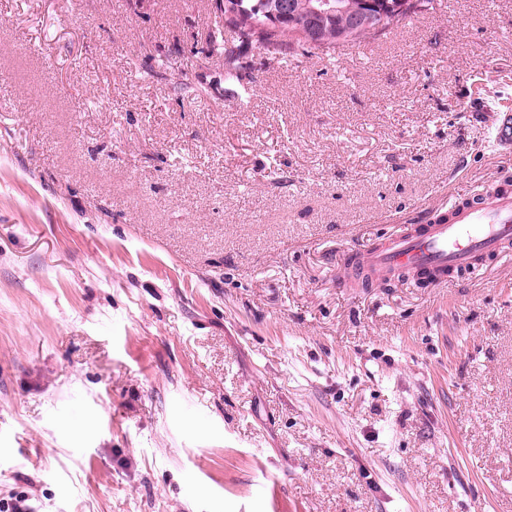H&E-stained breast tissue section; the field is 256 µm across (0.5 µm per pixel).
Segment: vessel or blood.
Segmentation results:
<instances>
[{
    "label": "vessel or blood",
    "mask_w": 512,
    "mask_h": 512,
    "mask_svg": "<svg viewBox=\"0 0 512 512\" xmlns=\"http://www.w3.org/2000/svg\"><path fill=\"white\" fill-rule=\"evenodd\" d=\"M359 278L412 273L431 287L469 268L512 256V184L490 183L449 198L442 212L403 225L366 249H353Z\"/></svg>",
    "instance_id": "obj_1"
}]
</instances>
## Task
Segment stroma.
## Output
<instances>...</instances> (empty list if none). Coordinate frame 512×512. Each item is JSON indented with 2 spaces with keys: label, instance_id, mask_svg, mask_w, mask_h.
<instances>
[{
  "label": "stroma",
  "instance_id": "obj_1",
  "mask_svg": "<svg viewBox=\"0 0 512 512\" xmlns=\"http://www.w3.org/2000/svg\"><path fill=\"white\" fill-rule=\"evenodd\" d=\"M438 2L243 100L213 0H0V506L512 512V261L339 277L512 180V0Z\"/></svg>",
  "mask_w": 512,
  "mask_h": 512
}]
</instances>
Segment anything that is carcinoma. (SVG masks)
<instances>
[{
  "mask_svg": "<svg viewBox=\"0 0 512 512\" xmlns=\"http://www.w3.org/2000/svg\"><path fill=\"white\" fill-rule=\"evenodd\" d=\"M319 0H296L291 12L265 27L274 11H283L275 0H215L222 22L214 25L208 37V53L224 57L228 78L238 82L245 73L239 66V55L225 34L247 44L268 61H285L300 57L333 58L345 46H356L387 35L412 17L433 10L434 0H404L403 9L386 14L383 28L360 26L351 28L354 15L365 9V0H327L326 12L314 23L308 18L304 3Z\"/></svg>",
  "mask_w": 512,
  "mask_h": 512,
  "instance_id": "1",
  "label": "carcinoma"
}]
</instances>
